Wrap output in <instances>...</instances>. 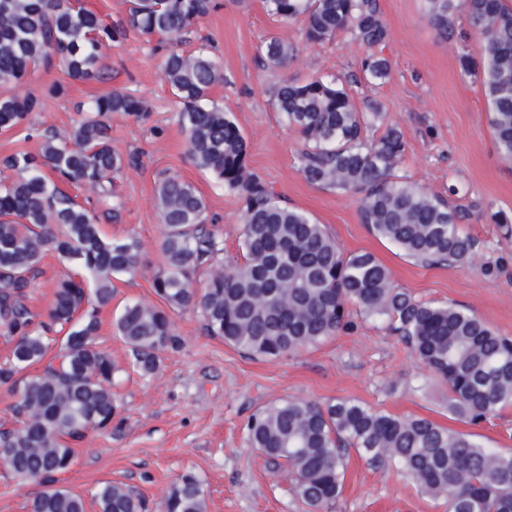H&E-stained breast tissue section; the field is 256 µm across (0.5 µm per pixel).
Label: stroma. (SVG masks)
<instances>
[{
  "instance_id": "stroma-1",
  "label": "stroma",
  "mask_w": 512,
  "mask_h": 512,
  "mask_svg": "<svg viewBox=\"0 0 512 512\" xmlns=\"http://www.w3.org/2000/svg\"><path fill=\"white\" fill-rule=\"evenodd\" d=\"M222 2L198 25L186 48L210 46L221 66L224 81L210 97L244 134L250 169L322 224L345 253L374 254L396 287L422 301L471 309L512 337V230L491 220L496 211L512 212V162L498 152L480 83L462 75L458 64L460 52L482 53L481 40L474 35L464 41L440 38L425 0H379L389 30L382 53L390 75L370 85L360 71L365 49L350 35L310 44L301 23L270 17L263 0ZM273 35L296 48L288 67L271 68L258 58L259 46ZM103 53L112 85L141 96L151 118L139 123L122 114L111 117L113 146L139 154L141 165L128 172L121 188L120 221L103 222L102 231L110 239L137 238L149 269L114 279L112 303L100 313L98 342L121 369L114 393L124 425L119 431L92 432L89 447L76 451L67 484L83 495L86 512H98L94 493L105 481L135 488L153 512H160L165 491L186 471L203 483L206 512H306L292 491L287 467L270 466L244 430L253 413L287 398L320 404L356 399L395 416L427 417L474 435L487 447L512 451V407L477 425L453 419L447 386L387 332L384 321L353 304L348 307L351 329L278 359L245 356L207 336L196 311L178 310L173 321L180 347L165 351L153 374L133 371L114 322L126 303L156 299L150 271L161 261L163 226L153 204L158 173H177L200 191L208 206V228L223 244L225 262H243L246 250L238 198L187 156L179 105L165 82L164 50L132 33ZM287 78L343 79L356 103H378L368 137L390 127L402 133L405 151L398 174L465 210L462 228L478 241L474 257L452 267L418 263L361 224L355 197L307 183L298 163L301 138L283 125L273 105L274 88ZM109 87L67 81L56 66L34 70L23 84L42 100L33 121L59 129L70 128L78 106ZM64 272L57 256L46 254L27 294L34 313H46L54 283ZM333 512H448V503L418 493L396 469L373 467L353 452Z\"/></svg>"
}]
</instances>
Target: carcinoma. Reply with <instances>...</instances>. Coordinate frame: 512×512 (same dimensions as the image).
<instances>
[{"instance_id": "1", "label": "carcinoma", "mask_w": 512, "mask_h": 512, "mask_svg": "<svg viewBox=\"0 0 512 512\" xmlns=\"http://www.w3.org/2000/svg\"><path fill=\"white\" fill-rule=\"evenodd\" d=\"M267 11L302 20L308 41L323 43L344 31L365 48L361 69L385 81L389 61L377 48L389 37L377 0H265ZM427 17L443 37L454 36L465 14L484 43L479 58L461 52V71L479 81L500 153L512 160V3L509 0H426ZM218 7L216 0H130L125 21L107 25L73 0H0V130L38 139L40 151L0 157V339L10 349L0 361V386L18 400L19 425L0 432V467L43 490L29 512H86L81 494L66 486L76 449L93 431L120 429L112 382L116 367L97 343L99 314L112 303V277L143 271L139 240H108L102 220L120 219L115 185L138 157L112 148L114 113L149 120L145 102L115 87L97 97L71 131L34 128L40 98L17 91L30 69L57 61L74 81L105 83L103 47L129 31L173 46L164 75L180 103L179 123L193 164L211 173L241 203L244 262L226 265L224 247L207 228L204 197L180 175H157L154 203L164 226L161 265L152 276L160 303L126 304L115 321L132 366L153 373L160 355L175 349L171 312L193 308L206 333L251 356L276 359L336 335L348 323L346 305L384 317L418 361L448 387V414L477 425L512 405V337L456 304L418 301L393 284L370 252L344 255L322 225L279 200L247 166V141L236 122L209 99L221 70L206 50L176 49L191 29ZM295 53L273 36L261 58L282 66ZM274 106L304 143L305 180L358 197L362 223L406 256L429 265L466 262L476 240L459 228L460 212L395 174L405 142L394 127L376 140L365 136L369 100L358 107L336 80L285 81ZM74 183L106 206L88 209L50 180ZM74 267L60 277L46 319L24 304L46 253ZM207 272L203 287L195 276ZM48 361L45 369L28 370ZM251 445L270 462L288 467L293 491L308 512H327L342 495L346 456L355 450L376 467L394 466L448 512H512V452L487 448L467 434L424 417H396L355 400L318 405L305 399L274 403L245 425ZM101 512H147L131 487L103 482L95 493ZM164 512H205V491L192 473L163 497Z\"/></svg>"}]
</instances>
